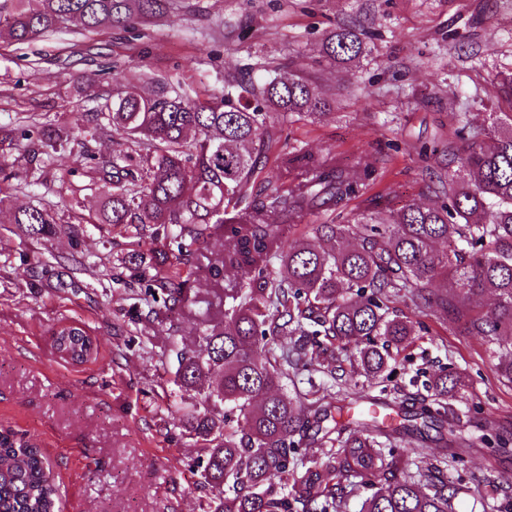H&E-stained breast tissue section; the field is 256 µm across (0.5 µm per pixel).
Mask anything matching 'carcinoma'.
<instances>
[{
  "label": "carcinoma",
  "mask_w": 512,
  "mask_h": 512,
  "mask_svg": "<svg viewBox=\"0 0 512 512\" xmlns=\"http://www.w3.org/2000/svg\"><path fill=\"white\" fill-rule=\"evenodd\" d=\"M169 0H0V39L16 45L51 35L71 21L89 37L114 27L127 29L167 12ZM363 33L340 25L323 52L347 64L365 52ZM330 103L314 82L284 66L248 81L224 82V96L200 100L182 81L166 76L147 92L133 83L117 90L95 114L92 136L117 141L88 187L98 198L93 223L130 237L149 229L160 248L150 262L154 307L171 315L188 301V281L200 246L224 236V258L208 268L211 278L230 279L224 315L203 323L200 349L170 341L173 385L181 404L194 407L192 432L206 454L201 477L223 502L203 512H345L356 493L352 479L369 490L360 512H452L459 488L444 476L429 487L405 472L406 449L389 448L399 436H422L455 415L449 399L464 389L458 374L436 373L419 406H392L378 414L370 395L320 404L295 401L282 392L289 369L300 363L336 377L337 355L356 346L353 371L378 377L390 358L428 330L397 308L452 318L468 336H478L509 358L494 370L512 386V113H489L490 127H458L448 143L453 173L439 178L440 202H415L369 214L367 197L377 169L349 171L334 155L298 152L280 161L279 177L259 179L279 130L268 113L283 118L325 115ZM14 129L0 126V174L26 187L47 184L60 159L72 167L95 156L48 120L28 149L29 163L8 171L17 149ZM364 199L363 211L343 204ZM335 213L314 227V237L283 240V227L312 212ZM36 239L56 232L60 219L44 206L12 213ZM456 247L439 252L435 244ZM446 284L436 293L431 287ZM495 295L486 311L463 299ZM60 358L84 364L98 353L92 330L72 321L53 333ZM282 336L289 343L275 353ZM224 402L215 417L210 402ZM327 440L332 450L307 460V449ZM52 464L32 440L0 427V512H58Z\"/></svg>",
  "instance_id": "obj_1"
}]
</instances>
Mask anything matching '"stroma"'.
<instances>
[{"mask_svg": "<svg viewBox=\"0 0 512 512\" xmlns=\"http://www.w3.org/2000/svg\"><path fill=\"white\" fill-rule=\"evenodd\" d=\"M340 24L373 34L348 67L322 54ZM279 65L335 101L320 120L270 113L282 130L279 151L366 161L382 174L372 190L381 201L433 204L432 176L448 165L455 128L512 110L496 85L512 71V0H174L133 29L86 38L74 26L28 47L0 41V124L34 137L48 117L91 130L86 117L97 104L75 93L73 80L101 68L105 90L154 73L179 77L205 99L222 95L225 80ZM87 182L78 170L47 189L0 192V426L36 440L52 461L59 512H200L219 495L191 473L205 453L191 418H169L174 386L161 351L173 339L197 348L200 321L220 310L215 288L196 272L180 315H148L150 272L124 260L133 248L150 257L157 243L94 229ZM76 187L79 208L70 205ZM31 204L56 208V234L35 240L8 223L10 211ZM404 313L425 320L430 335L394 354L382 380L358 374L355 384L390 402L421 393L438 369L462 374L453 407L476 447L409 446L410 470L442 467L459 489L454 512H512V448L495 443L512 432V387L497 380L496 355L456 324ZM67 320L94 331L92 362L74 366L54 352L52 333Z\"/></svg>", "mask_w": 512, "mask_h": 512, "instance_id": "stroma-1", "label": "stroma"}]
</instances>
